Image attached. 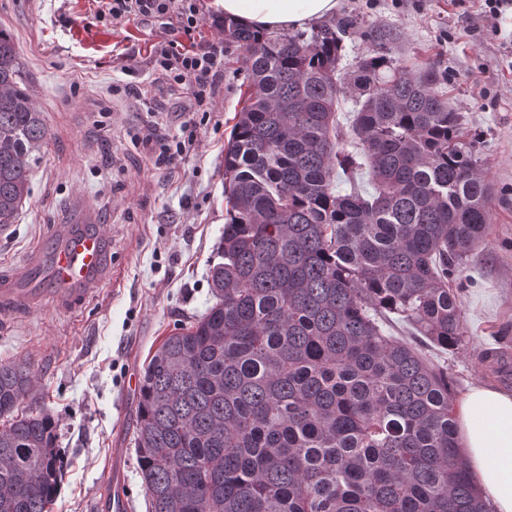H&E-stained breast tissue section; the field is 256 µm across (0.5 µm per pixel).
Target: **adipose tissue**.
I'll return each instance as SVG.
<instances>
[{
    "mask_svg": "<svg viewBox=\"0 0 512 512\" xmlns=\"http://www.w3.org/2000/svg\"><path fill=\"white\" fill-rule=\"evenodd\" d=\"M216 14L253 29H298L333 14L337 0H212ZM460 456L494 512H512V392L475 386L459 400Z\"/></svg>",
    "mask_w": 512,
    "mask_h": 512,
    "instance_id": "adipose-tissue-1",
    "label": "adipose tissue"
}]
</instances>
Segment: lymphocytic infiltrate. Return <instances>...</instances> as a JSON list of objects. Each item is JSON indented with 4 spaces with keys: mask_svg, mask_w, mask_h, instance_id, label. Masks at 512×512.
Segmentation results:
<instances>
[{
    "mask_svg": "<svg viewBox=\"0 0 512 512\" xmlns=\"http://www.w3.org/2000/svg\"><path fill=\"white\" fill-rule=\"evenodd\" d=\"M95 15L110 27L155 26L165 37L150 52L161 89L181 92L184 109L211 116L217 84L224 73V41L198 40L200 0H95Z\"/></svg>",
    "mask_w": 512,
    "mask_h": 512,
    "instance_id": "obj_1",
    "label": "lymphocytic infiltrate"
}]
</instances>
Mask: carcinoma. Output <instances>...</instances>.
<instances>
[{
	"instance_id": "carcinoma-1",
	"label": "carcinoma",
	"mask_w": 512,
	"mask_h": 512,
	"mask_svg": "<svg viewBox=\"0 0 512 512\" xmlns=\"http://www.w3.org/2000/svg\"><path fill=\"white\" fill-rule=\"evenodd\" d=\"M359 28L353 16L309 36L224 22L243 78L216 302L144 366L135 444L149 512H489L459 455L448 368L384 317L464 345L448 281L487 236L490 187L448 75L409 72L386 32L340 67ZM46 136L0 26V226L29 196ZM32 390L27 363L0 364V512H44L61 481L51 417L15 415Z\"/></svg>"
}]
</instances>
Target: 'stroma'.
<instances>
[{"instance_id":"1","label":"stroma","mask_w":512,"mask_h":512,"mask_svg":"<svg viewBox=\"0 0 512 512\" xmlns=\"http://www.w3.org/2000/svg\"><path fill=\"white\" fill-rule=\"evenodd\" d=\"M479 9L477 0H338L335 12L361 20L345 61L368 51L367 31L385 27L397 33L392 53L410 71L430 63L447 72L448 102L485 162L488 237L452 283L468 338L456 351L427 350L447 365L456 398L484 384L512 392L483 360L496 349L512 361V59L480 27ZM94 10L92 0H0V25L14 36L48 129L30 195L15 223L0 228V273L24 267L54 225L85 213L106 224L111 252L107 279L84 305L47 297L0 314V363L29 365L38 384L19 410L42 409L55 422L62 479L51 512H91L101 499L147 512L134 444L139 392L130 380L165 336L214 302L208 275L227 221L224 146L242 53L225 49L213 120L197 126L198 148L166 173L138 142L151 129L180 134L189 118L180 92L152 84L149 50L161 33L104 26ZM118 47L136 57L135 74L122 73ZM115 82L125 89L113 96Z\"/></svg>"}]
</instances>
